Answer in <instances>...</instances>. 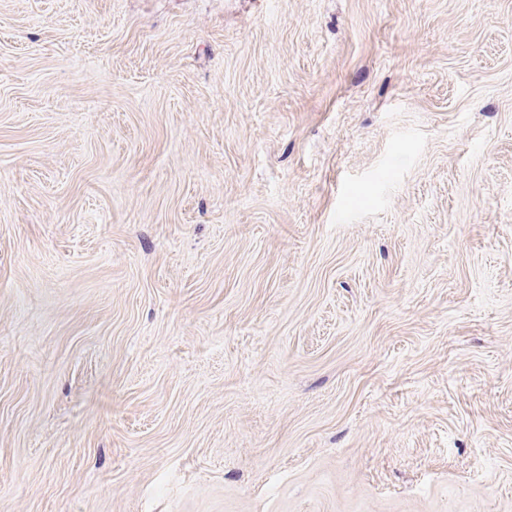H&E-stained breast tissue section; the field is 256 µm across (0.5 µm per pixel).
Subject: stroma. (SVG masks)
Here are the masks:
<instances>
[{
	"label": "stroma",
	"mask_w": 512,
	"mask_h": 512,
	"mask_svg": "<svg viewBox=\"0 0 512 512\" xmlns=\"http://www.w3.org/2000/svg\"><path fill=\"white\" fill-rule=\"evenodd\" d=\"M0 512H512V0H0Z\"/></svg>",
	"instance_id": "35a3bbf8"
}]
</instances>
